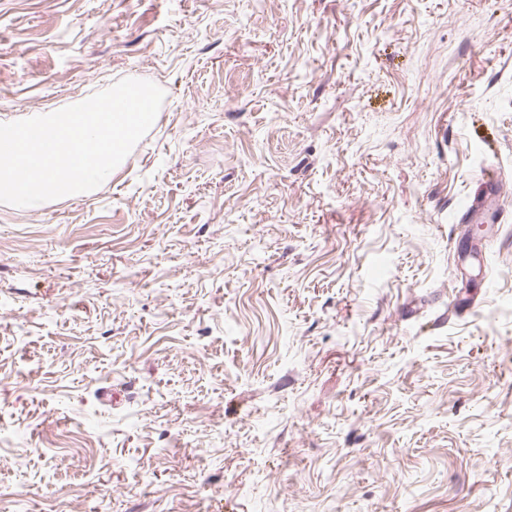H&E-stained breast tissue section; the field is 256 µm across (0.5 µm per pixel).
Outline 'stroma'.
Instances as JSON below:
<instances>
[{
    "instance_id": "obj_1",
    "label": "stroma",
    "mask_w": 512,
    "mask_h": 512,
    "mask_svg": "<svg viewBox=\"0 0 512 512\" xmlns=\"http://www.w3.org/2000/svg\"><path fill=\"white\" fill-rule=\"evenodd\" d=\"M165 98L0 204V512H512L506 0H0V119Z\"/></svg>"
}]
</instances>
